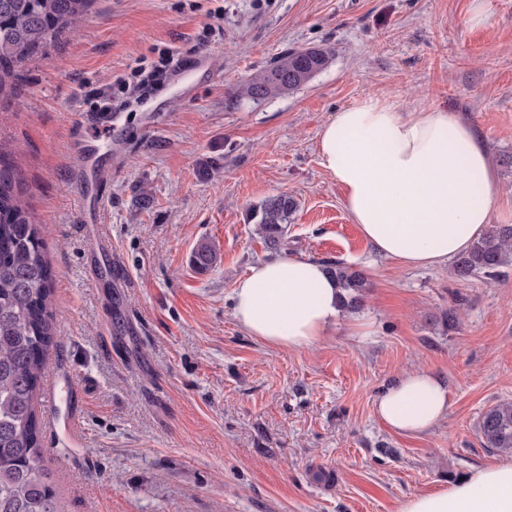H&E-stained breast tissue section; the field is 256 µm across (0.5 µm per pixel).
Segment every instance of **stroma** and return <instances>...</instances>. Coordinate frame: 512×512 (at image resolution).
I'll return each instance as SVG.
<instances>
[{
  "label": "stroma",
  "mask_w": 512,
  "mask_h": 512,
  "mask_svg": "<svg viewBox=\"0 0 512 512\" xmlns=\"http://www.w3.org/2000/svg\"><path fill=\"white\" fill-rule=\"evenodd\" d=\"M217 9L221 29L198 47ZM477 10L486 24H470ZM314 46L333 57L307 85L233 98L281 52ZM165 48L192 74L98 111L113 77ZM369 93L404 112L452 108L476 127L501 184L494 220L512 224V0H95L79 35L25 66L0 103V142L53 272L57 336L41 386L61 398L39 423L61 512H399L502 462L477 424L512 400V268L463 281L448 264L373 255L318 152L329 117ZM105 126L112 162L93 225L74 146ZM280 193L297 209L273 251L247 213ZM202 242L218 259L200 274L190 254ZM276 254L363 270L370 334L342 324L294 351L247 334L233 288ZM418 369L447 384L448 412L426 433L393 432L375 401Z\"/></svg>",
  "instance_id": "1"
}]
</instances>
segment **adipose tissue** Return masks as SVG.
Listing matches in <instances>:
<instances>
[{
    "mask_svg": "<svg viewBox=\"0 0 512 512\" xmlns=\"http://www.w3.org/2000/svg\"><path fill=\"white\" fill-rule=\"evenodd\" d=\"M319 154L375 254L405 267H438L464 253L499 209L488 148L450 108L404 112L364 96L324 124ZM232 315L268 345L307 349L340 324L341 291L322 263L277 257L237 281ZM375 411L390 429L420 434L445 417L448 389L430 371L407 372ZM400 512H512V463L479 467L439 491L413 495Z\"/></svg>",
    "mask_w": 512,
    "mask_h": 512,
    "instance_id": "ef3b65f1",
    "label": "adipose tissue"
}]
</instances>
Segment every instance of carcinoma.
<instances>
[{"mask_svg":"<svg viewBox=\"0 0 512 512\" xmlns=\"http://www.w3.org/2000/svg\"><path fill=\"white\" fill-rule=\"evenodd\" d=\"M93 0H0V101L15 94L26 64L62 33H80ZM332 60L328 48L291 50L256 72L234 93L261 101L308 84ZM297 208L289 195L273 196L249 210L267 248L277 250ZM216 261L200 244L192 262L200 271ZM512 267V224H493L454 261L461 279L494 276ZM328 270L343 291V306L355 313L369 289L363 271L342 262ZM52 274L40 230L23 196L16 162L0 149V512H60L40 464L35 396L53 342L49 310ZM483 447L512 455V401H500L480 416Z\"/></svg>","mask_w":512,"mask_h":512,"instance_id":"obj_1","label":"carcinoma"}]
</instances>
